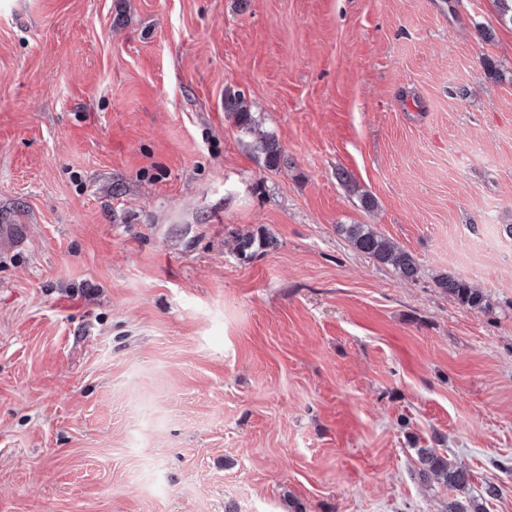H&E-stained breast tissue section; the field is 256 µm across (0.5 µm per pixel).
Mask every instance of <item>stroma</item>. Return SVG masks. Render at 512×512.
Returning a JSON list of instances; mask_svg holds the SVG:
<instances>
[{"mask_svg": "<svg viewBox=\"0 0 512 512\" xmlns=\"http://www.w3.org/2000/svg\"><path fill=\"white\" fill-rule=\"evenodd\" d=\"M509 224L493 0H0V512H512ZM224 110L233 119L237 130L256 135L255 120L241 93H229L224 97ZM255 150L265 155V167L274 170L279 167L281 153L275 139L267 134L256 135ZM342 231L349 241L361 252L370 255L380 263L392 266L405 278L417 274L414 258L405 250L382 237L367 224H342ZM437 284L446 293L454 297L462 306L472 310L486 311L490 308L486 294L473 288L468 282L448 275L438 278ZM419 461L422 468L418 476L423 482L436 480L439 483L449 485L455 489L465 488L469 484L471 472L466 467L448 462V459L438 455L435 449H418ZM503 494V488L493 482H487L482 487L478 499L470 498L468 501L454 500L448 503L447 512H486L484 503L499 499Z\"/></svg>", "mask_w": 512, "mask_h": 512, "instance_id": "35a3bbf8", "label": "stroma"}]
</instances>
